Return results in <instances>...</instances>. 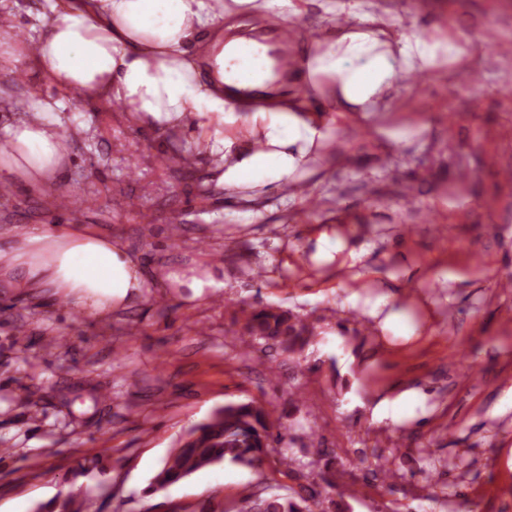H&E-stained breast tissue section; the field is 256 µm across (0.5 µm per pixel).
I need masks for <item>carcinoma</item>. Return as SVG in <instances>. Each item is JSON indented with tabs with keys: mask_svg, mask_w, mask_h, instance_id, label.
Wrapping results in <instances>:
<instances>
[{
	"mask_svg": "<svg viewBox=\"0 0 512 512\" xmlns=\"http://www.w3.org/2000/svg\"><path fill=\"white\" fill-rule=\"evenodd\" d=\"M313 333L303 320L285 313L260 310L247 315L240 335L249 341L276 340L283 350L292 353L302 336ZM268 412L255 402L226 404L204 421L193 425L172 450L162 469L150 483L155 494L195 472L222 463L254 468L260 465L282 436H272L266 423ZM37 512H81L79 494L71 492L62 499L41 504ZM240 512H326L315 491L296 498L290 494L261 496L248 491L242 496Z\"/></svg>",
	"mask_w": 512,
	"mask_h": 512,
	"instance_id": "carcinoma-1",
	"label": "carcinoma"
}]
</instances>
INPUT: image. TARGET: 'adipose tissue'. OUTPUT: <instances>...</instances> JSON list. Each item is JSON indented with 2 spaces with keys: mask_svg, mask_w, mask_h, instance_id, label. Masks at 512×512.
<instances>
[{
  "mask_svg": "<svg viewBox=\"0 0 512 512\" xmlns=\"http://www.w3.org/2000/svg\"><path fill=\"white\" fill-rule=\"evenodd\" d=\"M52 15L35 36L20 38L0 27V69L15 73L34 66L67 95L129 106L137 123L193 125L200 142L219 155L217 183L224 189L263 188L294 179L312 148L327 134L305 104H279L276 78L263 72L250 83L265 106L251 108L240 81L224 74V56L238 39L215 41L210 53L194 44L200 33L224 23V0H50ZM448 40L414 33L350 27L338 39L313 44L297 65L303 80L325 85L322 112H376L400 74L456 61ZM56 99H40L34 117L0 131V182L27 178L41 187L62 163L66 133L50 115ZM250 112L257 149L233 150L224 117ZM10 247L0 248V288L52 289L91 315L142 296L148 280L120 241L88 224L42 231L12 227Z\"/></svg>",
  "mask_w": 512,
  "mask_h": 512,
  "instance_id": "ef3b65f1",
  "label": "adipose tissue"
}]
</instances>
